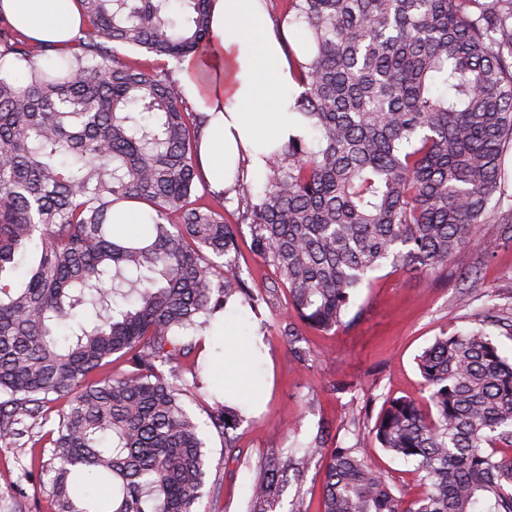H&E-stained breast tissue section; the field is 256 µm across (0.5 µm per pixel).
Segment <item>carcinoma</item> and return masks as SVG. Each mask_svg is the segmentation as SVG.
<instances>
[{"label": "carcinoma", "mask_w": 512, "mask_h": 512, "mask_svg": "<svg viewBox=\"0 0 512 512\" xmlns=\"http://www.w3.org/2000/svg\"><path fill=\"white\" fill-rule=\"evenodd\" d=\"M77 3L88 31L50 64L0 17V442L52 449L38 468L53 512H95L89 481L110 490L111 512H195L207 459L188 387L212 401L224 465L242 410L204 366L190 385L180 368L230 304L256 313L286 290L294 351L302 324L349 325L384 266L462 271L482 225L512 239V206L491 205L512 148V0H283L310 51L294 110L317 143L291 138L263 192L238 193L233 223L176 78L210 42V0ZM123 202L151 209L140 233L112 223ZM243 224L275 272L264 294L238 261ZM117 360L128 369L112 372ZM417 365L430 411L389 399L373 432L416 462L419 497L317 436L264 461L248 512H272L288 472L315 458L323 512H512V358L480 322Z\"/></svg>", "instance_id": "carcinoma-1"}]
</instances>
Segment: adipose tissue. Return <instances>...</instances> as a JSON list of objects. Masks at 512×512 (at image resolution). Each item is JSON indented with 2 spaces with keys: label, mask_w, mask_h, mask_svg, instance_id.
<instances>
[{
  "label": "adipose tissue",
  "mask_w": 512,
  "mask_h": 512,
  "mask_svg": "<svg viewBox=\"0 0 512 512\" xmlns=\"http://www.w3.org/2000/svg\"><path fill=\"white\" fill-rule=\"evenodd\" d=\"M0 14L26 38L61 51L80 36L83 22L74 0H0ZM212 38L207 51L186 59L179 80L186 101L205 117L198 156L211 190L239 178L265 177L274 151L307 125L293 109L299 87L288 60L287 25H274L265 0H211ZM224 360L213 371L224 396L254 394L244 360L246 343L225 324Z\"/></svg>",
  "instance_id": "obj_1"
}]
</instances>
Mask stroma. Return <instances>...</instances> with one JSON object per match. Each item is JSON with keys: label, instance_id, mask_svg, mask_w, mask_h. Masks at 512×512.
<instances>
[{"label": "stroma", "instance_id": "stroma-1", "mask_svg": "<svg viewBox=\"0 0 512 512\" xmlns=\"http://www.w3.org/2000/svg\"><path fill=\"white\" fill-rule=\"evenodd\" d=\"M473 278L456 270L424 275L398 266L378 271L371 287L362 289L355 308L357 320L338 332L306 330L300 345L309 353L300 361L279 331L287 317V299L278 296L259 313L229 312L239 334L259 341L252 359V376L259 387L258 404L249 405L243 422L233 430L238 462L218 473L224 448L221 429L209 423L206 401L191 404L205 425L210 462L197 512H247L251 486L267 457L303 448L315 436L326 447L358 446L360 453L401 488L407 497L424 489L414 463L392 458L372 433L383 402L411 397L425 402L417 356L436 337L474 326L486 306L512 312V240L503 239L495 225H484L467 258ZM467 305H460V296ZM28 449L0 443V512H51L49 482L32 481ZM320 462L293 473L273 512H320Z\"/></svg>", "mask_w": 512, "mask_h": 512}]
</instances>
